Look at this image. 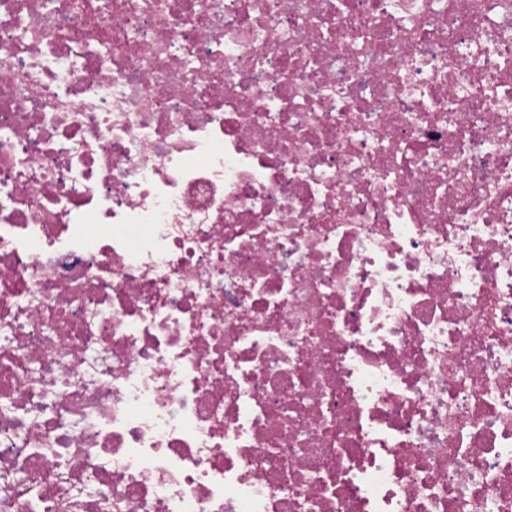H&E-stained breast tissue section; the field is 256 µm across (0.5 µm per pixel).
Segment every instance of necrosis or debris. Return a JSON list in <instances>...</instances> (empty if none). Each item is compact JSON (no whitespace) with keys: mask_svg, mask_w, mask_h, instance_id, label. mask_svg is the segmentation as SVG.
<instances>
[{"mask_svg":"<svg viewBox=\"0 0 512 512\" xmlns=\"http://www.w3.org/2000/svg\"><path fill=\"white\" fill-rule=\"evenodd\" d=\"M0 512H512V0H0Z\"/></svg>","mask_w":512,"mask_h":512,"instance_id":"obj_1","label":"necrosis or debris"}]
</instances>
